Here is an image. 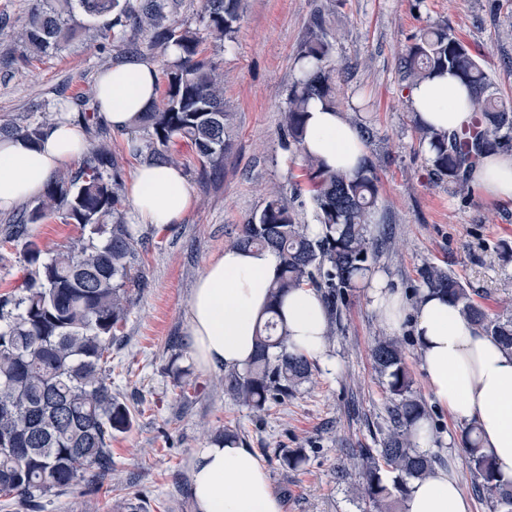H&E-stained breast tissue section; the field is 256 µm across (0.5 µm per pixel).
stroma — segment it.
<instances>
[{"mask_svg":"<svg viewBox=\"0 0 512 512\" xmlns=\"http://www.w3.org/2000/svg\"><path fill=\"white\" fill-rule=\"evenodd\" d=\"M33 0H0V122H48L71 97L96 91L98 75L124 57L120 47L93 40L46 57L26 55L18 39ZM327 19L336 64V107L355 125H368L367 155L379 163V194L370 236L391 237L372 274L402 293L407 322L402 343L413 388L425 402L433 438L429 453L455 460L471 512H490L476 492L461 434L432 395L409 325L422 293L419 270L432 263L462 280L490 316L512 312V208L480 192L462 197L436 182L403 90L398 60L420 29L447 23L477 55L499 97L512 104V0H247L233 41L206 42L205 54L223 75L233 114L224 165L199 172L190 146L174 140L193 205L180 223L138 224L135 271L146 285L112 345V392L132 413V425L112 436V469L44 498L38 512H193L190 464L197 449L224 430L238 434L266 468L284 512H363L358 469L336 470L352 448H374L386 433L387 392L371 346L388 330L368 287L349 292L315 362L312 382L288 400L256 413L236 404L220 370H201L191 350L185 310L207 263L230 246L238 226L265 206L271 190L288 187L300 223H315L308 183H296L301 160L284 146L281 114L298 76L296 57L315 12ZM33 232L48 253L90 235L52 214ZM302 449L296 469L281 465L283 450Z\"/></svg>","mask_w":512,"mask_h":512,"instance_id":"35a3bbf8","label":"stroma"}]
</instances>
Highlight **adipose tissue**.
Instances as JSON below:
<instances>
[{"label":"adipose tissue","instance_id":"1","mask_svg":"<svg viewBox=\"0 0 512 512\" xmlns=\"http://www.w3.org/2000/svg\"><path fill=\"white\" fill-rule=\"evenodd\" d=\"M158 83L157 66L141 59L101 73L96 94L102 121L112 130H129L156 101ZM467 97V88L447 71L414 87L409 104L416 119L451 132L471 120ZM85 148L81 129L67 121L46 127L35 146L21 137L0 141V210L40 196L50 177ZM304 149L328 169L345 172L354 171L366 154L359 129L317 100L309 106ZM471 182L492 200L512 206V153L485 157ZM128 193L141 224L179 223L193 203L184 175L170 166L140 165ZM277 268L273 252L253 247L225 248L206 265L186 313L193 356L202 369L238 370L251 361L256 324ZM280 312L293 350L325 354L327 323L315 289L289 292ZM412 328L433 396L456 419L476 425L497 474L512 481V352L438 294H421ZM190 495L194 512H284L263 464L241 443H217L194 453ZM405 512H471V506L458 477L440 469L411 483Z\"/></svg>","mask_w":512,"mask_h":512}]
</instances>
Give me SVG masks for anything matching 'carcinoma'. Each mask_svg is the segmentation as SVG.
<instances>
[{
    "label": "carcinoma",
    "mask_w": 512,
    "mask_h": 512,
    "mask_svg": "<svg viewBox=\"0 0 512 512\" xmlns=\"http://www.w3.org/2000/svg\"><path fill=\"white\" fill-rule=\"evenodd\" d=\"M169 8L168 0H33L19 40L24 51L39 57L58 54L87 34L119 47L129 29L145 36L150 50L175 47L179 57L167 70L161 100L138 116L128 150L142 163L172 165L176 158L169 144L182 139L205 172L224 162L229 112L216 64L200 57V46L208 39L233 41L243 0H204L200 29L171 23ZM298 62L281 131L286 148L302 158L322 234L312 238L277 190L260 213L239 225L233 240L235 246L270 249L279 259L269 317L255 336V358L243 372L224 376V391L255 412L293 395L312 376L313 360L291 351L288 331L276 320L284 297L304 286L316 289L330 328L336 323V297L368 280L379 246H391L389 240L378 244L367 237L378 197L377 162L367 156L348 175L303 152L310 101L336 107L333 45L320 12ZM399 70L407 91L444 70L455 72L469 89L467 109L475 124L452 134L417 124L432 175L455 194L469 193L467 174L483 157L512 149V107L496 96L487 71L444 23L416 34ZM75 105L79 121L98 124V102L79 95ZM44 128L0 123V138L21 136L36 145ZM86 152L77 171L50 178L42 199L26 207L4 237L22 244L29 269L21 293L0 297V496L25 507L89 472L109 471L112 434L132 425L128 406L112 394V341L130 313L132 292L142 286L143 277L130 274L138 240L124 221L121 174L111 145L103 138ZM54 213L67 224L106 235L105 241L73 245L44 259L32 225ZM419 275L423 290L462 306L486 335L512 350L511 315L490 317L456 276L438 266L426 264ZM371 358L386 379L389 426L380 447L352 448L349 456L363 461L365 503L376 512H393L405 503L411 480L435 473L437 457L417 446V424L427 410L413 390L400 343L378 337ZM462 443L474 483L491 495L492 512H512V482L498 479L473 427Z\"/></svg>",
    "instance_id": "cac0c4a2"
}]
</instances>
